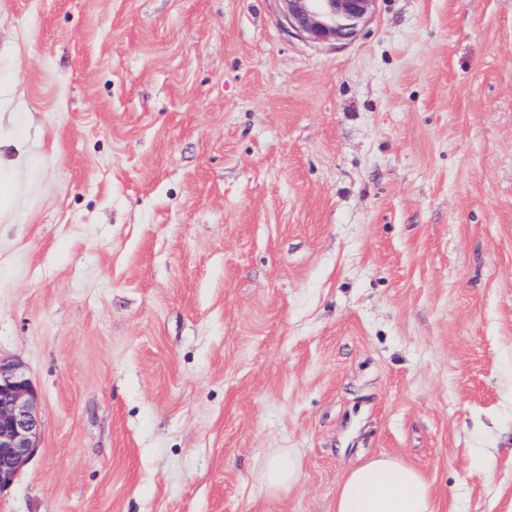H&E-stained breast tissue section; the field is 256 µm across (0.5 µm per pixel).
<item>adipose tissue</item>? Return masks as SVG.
I'll return each instance as SVG.
<instances>
[{
  "label": "adipose tissue",
  "mask_w": 512,
  "mask_h": 512,
  "mask_svg": "<svg viewBox=\"0 0 512 512\" xmlns=\"http://www.w3.org/2000/svg\"><path fill=\"white\" fill-rule=\"evenodd\" d=\"M14 147L16 158L0 152V210L16 204L15 175L29 153L22 139L7 134L0 145ZM301 460L293 450L266 456L260 469L257 493L273 494L290 488L298 479ZM335 512H439L438 496L416 468L400 459L380 455L347 472L336 494Z\"/></svg>",
  "instance_id": "obj_1"
}]
</instances>
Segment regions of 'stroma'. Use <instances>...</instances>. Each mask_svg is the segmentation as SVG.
I'll return each instance as SVG.
<instances>
[{
    "mask_svg": "<svg viewBox=\"0 0 512 512\" xmlns=\"http://www.w3.org/2000/svg\"><path fill=\"white\" fill-rule=\"evenodd\" d=\"M278 8L0 0V354L43 422L0 512H334L381 454L512 512V0L336 44ZM0 145L13 146L18 154L15 159L7 158L5 152H0V210L11 209L16 204L15 175L29 159L28 150L25 149L22 139L6 133L2 139L0 128ZM260 468L256 492L273 494L290 488L296 482L301 471V460L295 451L288 448L266 456Z\"/></svg>",
    "mask_w": 512,
    "mask_h": 512,
    "instance_id": "stroma-1",
    "label": "stroma"
}]
</instances>
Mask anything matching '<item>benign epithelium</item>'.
Wrapping results in <instances>:
<instances>
[{"label":"benign epithelium","mask_w":512,"mask_h":512,"mask_svg":"<svg viewBox=\"0 0 512 512\" xmlns=\"http://www.w3.org/2000/svg\"><path fill=\"white\" fill-rule=\"evenodd\" d=\"M283 27L314 43L356 37L375 0H278ZM40 395L24 365L0 355V490L34 455L42 431Z\"/></svg>","instance_id":"7a95c632"}]
</instances>
